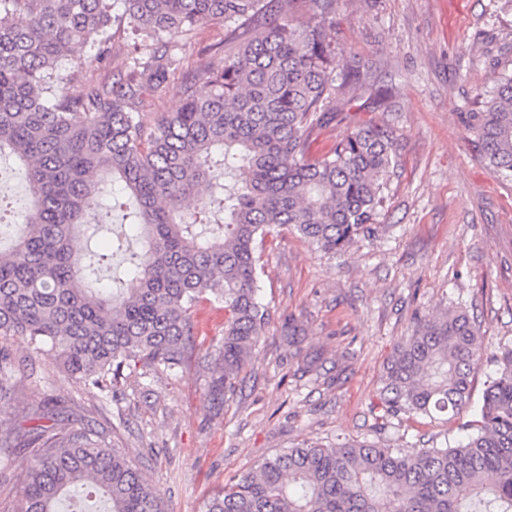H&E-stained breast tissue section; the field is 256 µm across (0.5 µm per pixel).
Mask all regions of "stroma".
<instances>
[{"mask_svg": "<svg viewBox=\"0 0 512 512\" xmlns=\"http://www.w3.org/2000/svg\"><path fill=\"white\" fill-rule=\"evenodd\" d=\"M340 50L373 66L347 118L310 139L328 154L354 124L400 134L379 221L386 232L337 254L281 228L261 249L259 297L270 321L221 411L210 406L203 352L188 369L130 377L89 394L25 339L0 340L16 362L20 403L61 400L71 420L125 449L165 512H206L224 483L277 451L357 438L401 452L468 433L445 419L399 416L379 426L378 391L394 345L419 315L464 304L487 353L512 341V183L473 156L462 123L477 95L512 71V6L493 0H341ZM321 357L301 374L281 336L288 318Z\"/></svg>", "mask_w": 512, "mask_h": 512, "instance_id": "stroma-1", "label": "stroma"}]
</instances>
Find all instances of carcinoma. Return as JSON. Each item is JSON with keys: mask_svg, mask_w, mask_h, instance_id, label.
<instances>
[{"mask_svg": "<svg viewBox=\"0 0 512 512\" xmlns=\"http://www.w3.org/2000/svg\"><path fill=\"white\" fill-rule=\"evenodd\" d=\"M0 0V157L16 164L31 204L13 212L19 228L0 248V337L21 336L89 393L110 392L124 371L185 369L202 346L193 314L210 299L224 307V334L206 349L212 406L235 391L268 320L260 302L257 250L288 226L336 254L383 231L382 191L398 166L397 138L355 125L334 150L309 157L312 133L350 104L365 66L336 52L340 0ZM224 40L192 66L176 43L214 21ZM140 38L129 69L94 82L82 63H58L76 41L96 46L107 68L112 28ZM262 30V35L255 32ZM182 72L183 105L144 126L145 92ZM464 113L475 157L512 182V72L478 94ZM118 180L135 206V238L116 250L132 288L99 286V268L73 251L87 229L89 197ZM222 205L224 223L187 221ZM288 319L285 339L306 371L319 357ZM483 336L465 309L425 315L395 347L379 398L387 416L450 419L469 405ZM482 403L464 444L401 454L374 443L306 442L266 458L227 483L207 512H512V343L492 356ZM12 361L0 353V404L14 400ZM28 460L5 512H164L155 489L127 456L88 427L60 419L49 429L0 430V455Z\"/></svg>", "mask_w": 512, "mask_h": 512, "instance_id": "carcinoma-1", "label": "carcinoma"}]
</instances>
